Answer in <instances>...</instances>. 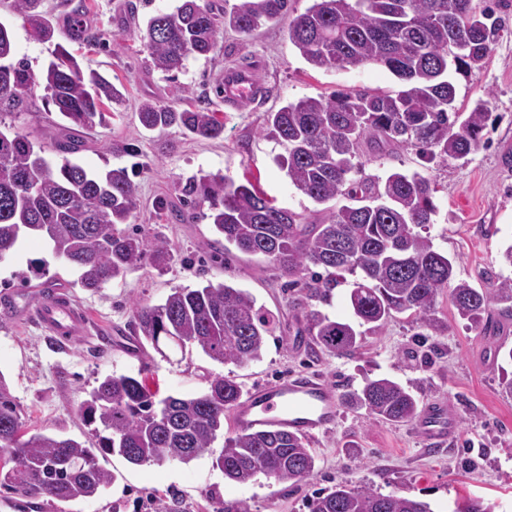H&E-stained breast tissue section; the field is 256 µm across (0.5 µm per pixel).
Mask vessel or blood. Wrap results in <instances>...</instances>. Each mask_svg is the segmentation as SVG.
<instances>
[{"label":"vessel or blood","mask_w":512,"mask_h":512,"mask_svg":"<svg viewBox=\"0 0 512 512\" xmlns=\"http://www.w3.org/2000/svg\"><path fill=\"white\" fill-rule=\"evenodd\" d=\"M225 107L258 99L261 85L254 70L230 68L216 88ZM23 313L63 341L86 337L89 318L74 303L66 289L50 286L28 302ZM339 416L333 387L319 378L290 375L275 383L254 388L235 412V423L242 430H287L303 437L332 430ZM458 416L443 402L428 403L416 418L413 430L426 446L440 447L457 433Z\"/></svg>","instance_id":"obj_1"}]
</instances>
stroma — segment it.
I'll return each mask as SVG.
<instances>
[{
  "label": "stroma",
  "instance_id": "obj_1",
  "mask_svg": "<svg viewBox=\"0 0 512 512\" xmlns=\"http://www.w3.org/2000/svg\"><path fill=\"white\" fill-rule=\"evenodd\" d=\"M179 0H40V11L55 25L51 41L35 39L10 0H0V22L14 39V56L41 73L56 48L74 55L82 70L105 75L123 93L122 105H108L104 124L88 133L60 127L42 86L27 94L24 112L0 114V129L29 135L48 159L66 137L80 141L76 161L102 174L125 169L138 187L132 231L168 241L175 260L158 271L150 259L119 282L90 292L78 272L57 257L50 244L22 238L0 259V299L54 280L66 286L87 309L92 340L57 344L32 321L0 309V372L25 412L31 430L87 440L80 406L106 376L143 379L157 398L192 396L206 387L205 374L238 382L243 392L270 384L292 372L319 374L337 392L360 388L365 379L384 376L406 387L425 404L441 400L458 411L459 429L442 450L425 446L411 424L368 419L361 410L340 406L335 427L309 438L317 458L313 476L280 483L258 476L238 484L225 479L204 457L136 466L119 454L101 457L115 475L100 496L61 504L59 512H156L166 500L172 512H224L225 502L245 501L250 512H310L311 501L348 482L382 493L429 502L433 512H453L456 503L481 499L496 512H512V393L502 387L512 363L496 356L499 344L512 348V318L491 305L485 325L459 318L449 296L438 299L436 317L444 328L419 335L408 314H397L380 329L358 326L357 347L348 355L309 348L299 296L264 256L225 250L207 217L208 208L184 202L182 188L200 173H219L242 183L258 181L276 205L306 220L324 217L323 206L298 191L276 163L283 148L268 133V112L302 98L329 96L338 90L397 92L404 84L384 67L316 69L288 38V20L304 13L312 0H290L288 15L267 22L249 38L218 30L209 56H192L185 70L167 74L154 69L138 37L139 26ZM503 30L482 68L456 79L458 111L490 97V116L477 146L466 159L422 161L411 148H367L357 159L363 174L385 176L391 169L424 171L434 182L437 222L428 234L435 249L454 262L457 279L486 288L496 276H512L502 253L512 245V0H484ZM82 9L88 38L71 39V15ZM255 67L264 88L261 99L230 109L216 96L226 67ZM177 109L205 107L224 125L218 139H203L171 127L144 129L138 109L145 100ZM212 281L245 289L276 319L260 360L224 365L193 348L181 361L168 363L134 334L136 305L163 303L175 287Z\"/></svg>",
  "mask_w": 512,
  "mask_h": 512
}]
</instances>
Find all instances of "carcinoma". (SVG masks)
I'll return each mask as SVG.
<instances>
[{
	"instance_id": "obj_1",
	"label": "carcinoma",
	"mask_w": 512,
	"mask_h": 512,
	"mask_svg": "<svg viewBox=\"0 0 512 512\" xmlns=\"http://www.w3.org/2000/svg\"><path fill=\"white\" fill-rule=\"evenodd\" d=\"M39 0H12L33 35L48 41L50 20L37 11ZM289 0H242L219 11L209 2L181 0L173 12L152 15L139 31L153 67L185 68L191 55L208 56L216 46L217 24L243 36L288 13ZM499 36L494 12L473 0H313L288 21V38L311 66L319 69L377 64L408 88L397 93L338 91L328 98H305L267 113L270 134L284 146L277 158L291 184L323 205L339 197L347 203L329 210L320 223L304 222L275 207L258 184H237L202 174L184 193L208 204L209 218L224 241L260 254L289 278L302 296L308 336L321 350L346 354L357 347L349 322L330 318L311 301L327 300L339 276L355 277L349 301L363 324L381 328L396 313L410 312L422 330L438 332L435 305L443 292L459 317L479 326L491 302L512 316V280L475 288L455 280L454 263L434 249L425 230L435 223L436 188L421 171H390L385 180L352 178L362 147H411L424 160H463L476 145L490 110L479 99L466 114L456 111L453 71L466 76L483 66ZM463 50L448 54V46ZM11 31L0 24V112H21L23 93L43 86L46 100L69 124L91 130L105 121L104 102L122 93L101 74L85 73L64 49L54 53L40 75L23 60L13 62ZM146 130L178 126L203 138H218L224 124L207 108L176 110L146 101L139 112ZM61 162L52 165L27 135L0 131V259L23 233L46 238L54 253L80 271L81 287L97 291L123 279L145 255L165 271L174 260L170 244L118 228L130 223L137 189L123 169L88 172L68 155L75 140L57 144ZM325 276H307L310 267ZM134 318L139 340L164 359L168 346L180 352L198 346L221 364H243L262 357L274 316L247 291L211 281L175 288L159 305L138 304ZM242 388L235 380L211 376L193 396L159 401L141 380L111 375L89 393L81 413L94 426L95 447L61 435L25 431L23 408L0 372V486L21 496L69 502L94 498L114 482L98 455L118 453L133 465L170 460L189 463L213 454L224 435V415L238 406ZM348 406L375 421L410 422L418 402L400 383L369 379L343 394ZM213 464L239 484L264 474L296 483L314 474L315 455L306 439L283 431H243L225 439ZM310 512H432L429 503L383 494L369 486L339 483L316 497Z\"/></svg>"
}]
</instances>
